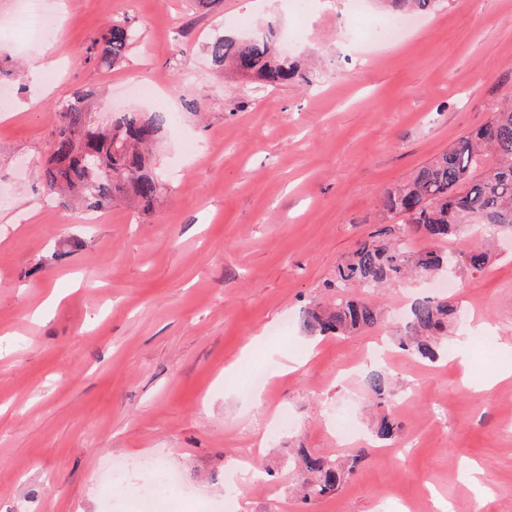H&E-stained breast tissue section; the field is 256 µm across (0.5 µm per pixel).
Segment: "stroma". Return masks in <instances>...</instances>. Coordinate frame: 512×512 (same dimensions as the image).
<instances>
[{"mask_svg":"<svg viewBox=\"0 0 512 512\" xmlns=\"http://www.w3.org/2000/svg\"><path fill=\"white\" fill-rule=\"evenodd\" d=\"M48 40L27 34L26 0H0V512H139L143 457L176 471L177 512H512V235L481 271L406 282L382 298L384 324L361 336H307L311 300L357 244L381 228L382 188L489 121L512 99V0H439L405 15L395 41L355 23L389 19L379 0H43ZM114 20L140 38L118 67L87 62ZM274 28L304 80L259 88L216 71L218 34ZM54 67L40 68L42 57ZM153 79L143 99L136 84ZM100 91L99 120L168 112L155 167L168 192L155 211L48 200L41 163L50 110ZM451 293L490 333L468 362L438 368L394 351L385 370L399 459L369 453L335 496L302 504L288 486L233 476L242 451L287 471L288 451L335 454L330 421L366 429L374 409L345 370L392 345L403 306ZM285 336H272L277 327ZM305 358L282 374L285 357ZM286 426H279L280 415ZM478 466V481L470 468Z\"/></svg>","mask_w":512,"mask_h":512,"instance_id":"stroma-1","label":"stroma"}]
</instances>
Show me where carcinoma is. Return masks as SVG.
Returning a JSON list of instances; mask_svg holds the SVG:
<instances>
[{
    "label": "carcinoma",
    "instance_id": "cac0c4a2",
    "mask_svg": "<svg viewBox=\"0 0 512 512\" xmlns=\"http://www.w3.org/2000/svg\"><path fill=\"white\" fill-rule=\"evenodd\" d=\"M438 0H388L395 14L409 9L430 11ZM131 29L114 21L91 39L87 60L99 66L123 63L132 44ZM213 65H229L237 73L267 86H280L300 76L298 64L277 53L274 32L250 40L216 36L207 43ZM92 92L77 90L55 108L42 174L45 195H69L88 207L102 209L116 199H132L150 209L165 192L155 171L149 146L168 124L166 115L148 117L125 112L108 127L92 121L87 100ZM385 218L402 219L413 234L434 244L429 251L414 250L394 229L384 228L362 242L336 266L329 287L332 303L313 305L303 327L310 336H347L375 328L382 312L375 302L382 290L413 275H432L447 269L448 258L479 271L490 260L489 250L478 247L461 256L441 249L468 224H481L488 232H512V103L501 107L490 121L462 136L447 151L419 167L404 183L384 188L379 196ZM463 309L447 299L424 297L409 307L399 346L415 358L436 362L448 353V321ZM365 383L374 400L387 394L385 373L371 368ZM398 424L381 417L373 428L374 440L395 437ZM337 459L299 448L289 464L300 477L301 500L310 504L339 491L362 458Z\"/></svg>",
    "mask_w": 512,
    "mask_h": 512
}]
</instances>
